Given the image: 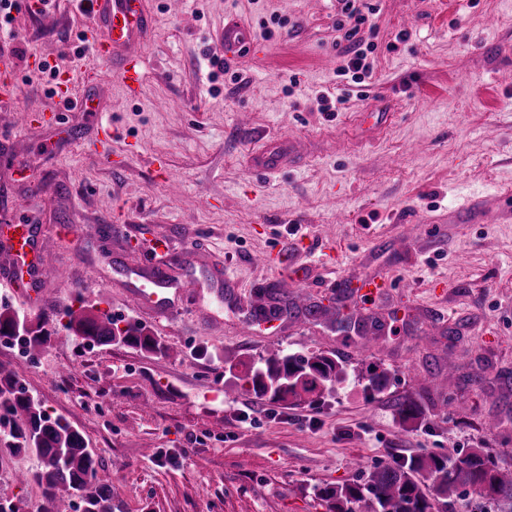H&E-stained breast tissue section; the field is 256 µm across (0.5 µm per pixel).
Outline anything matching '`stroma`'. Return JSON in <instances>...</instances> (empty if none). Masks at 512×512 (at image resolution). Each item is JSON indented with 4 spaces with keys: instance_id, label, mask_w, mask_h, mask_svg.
I'll use <instances>...</instances> for the list:
<instances>
[{
    "instance_id": "35a3bbf8",
    "label": "stroma",
    "mask_w": 512,
    "mask_h": 512,
    "mask_svg": "<svg viewBox=\"0 0 512 512\" xmlns=\"http://www.w3.org/2000/svg\"><path fill=\"white\" fill-rule=\"evenodd\" d=\"M367 2L374 69L357 84L336 73L337 0H141L151 26L134 94L93 52L75 57L91 19L72 0L16 13L28 58L14 63V102L36 120L0 110L17 161L0 166V208L26 200L69 285L47 278L38 306L0 286V306L54 327L31 355L0 338V369L85 437L112 512H328L318 487L420 450L485 448L512 465V0ZM230 19L256 45L211 82ZM33 55L73 76V98L91 95L93 111L47 95ZM319 95L333 109L318 111ZM276 144L290 163L258 174ZM86 224L126 232L78 240ZM265 252L274 266L257 263ZM144 265L205 289L230 274L223 325L204 326L192 295L174 319L141 314L124 269ZM366 280L389 287L345 295ZM271 288L321 315L245 326ZM81 302L150 330L167 353L81 341L65 328ZM340 313L382 329L345 336ZM279 350L336 354L347 378L313 403L267 405L236 388L234 372ZM370 364L389 375L372 399ZM403 396L425 405L424 425L399 421ZM37 467L31 453L1 458L0 498L38 512L40 488L15 481Z\"/></svg>"
}]
</instances>
